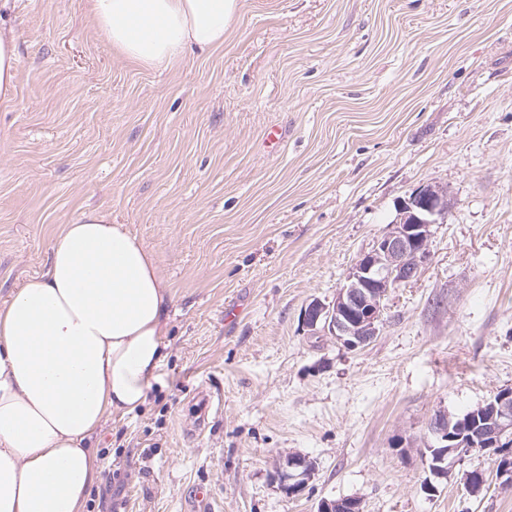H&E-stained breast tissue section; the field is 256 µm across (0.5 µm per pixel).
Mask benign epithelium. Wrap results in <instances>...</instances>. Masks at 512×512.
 I'll return each mask as SVG.
<instances>
[{"label": "benign epithelium", "mask_w": 512, "mask_h": 512, "mask_svg": "<svg viewBox=\"0 0 512 512\" xmlns=\"http://www.w3.org/2000/svg\"><path fill=\"white\" fill-rule=\"evenodd\" d=\"M449 200L438 188L425 186L402 202L399 221L389 225L372 249L354 263L345 283L330 304L312 300L304 309L303 320L313 333L332 336L343 347L355 350L369 344L383 324L384 300L389 292L413 279L431 257V227L446 218ZM488 403L492 413L483 430L469 438V444L481 442L484 448H500L512 440V394H495ZM431 440L442 451L428 462L436 478L448 474L456 448L448 445V414L437 412L428 426ZM314 471L304 457L290 455L272 474L277 488L292 498L301 494ZM317 512H362L357 496L323 499Z\"/></svg>", "instance_id": "1"}]
</instances>
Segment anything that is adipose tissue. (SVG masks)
Here are the masks:
<instances>
[{"mask_svg":"<svg viewBox=\"0 0 512 512\" xmlns=\"http://www.w3.org/2000/svg\"><path fill=\"white\" fill-rule=\"evenodd\" d=\"M238 0H92L122 57L167 68L223 45ZM18 40L0 20V102L16 94ZM171 296L155 258L96 208L64 225L45 274L0 302V512H84L111 418L143 407L167 355Z\"/></svg>","mask_w":512,"mask_h":512,"instance_id":"1","label":"adipose tissue"}]
</instances>
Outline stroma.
<instances>
[{
	"label": "stroma",
	"mask_w": 512,
	"mask_h": 512,
	"mask_svg": "<svg viewBox=\"0 0 512 512\" xmlns=\"http://www.w3.org/2000/svg\"><path fill=\"white\" fill-rule=\"evenodd\" d=\"M7 21L0 301L89 207L127 225L173 295L147 404L95 441L86 512H316L350 495L363 512H512L492 451L432 492L421 455L434 413L512 388V0H239L223 47L153 70L113 51L90 0H12ZM426 185L452 205L378 336L350 351L311 335L308 303L332 302ZM204 391L223 407L202 427ZM291 453L315 463L293 499L271 482ZM18 64L17 36L0 15V102H10L15 97Z\"/></svg>",
	"instance_id": "35a3bbf8"
}]
</instances>
